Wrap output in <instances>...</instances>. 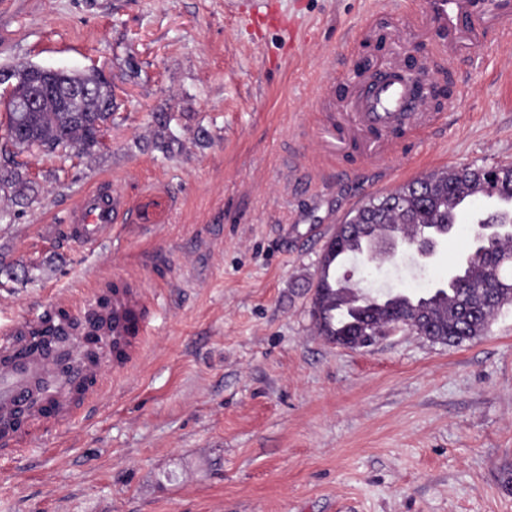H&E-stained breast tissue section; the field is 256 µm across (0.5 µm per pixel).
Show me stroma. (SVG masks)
Segmentation results:
<instances>
[{
    "label": "stroma",
    "instance_id": "stroma-1",
    "mask_svg": "<svg viewBox=\"0 0 512 512\" xmlns=\"http://www.w3.org/2000/svg\"><path fill=\"white\" fill-rule=\"evenodd\" d=\"M424 0H0V72H94L102 145L15 158L0 190V323L91 290H136L143 351L68 422L0 452V512H512V306L460 346L399 332L328 343L310 314L329 225L446 168L512 163V49L456 56ZM416 57L456 103L437 130L337 179L321 135L362 74ZM91 189L125 203L87 244ZM363 264L365 283L448 276Z\"/></svg>",
    "mask_w": 512,
    "mask_h": 512
}]
</instances>
